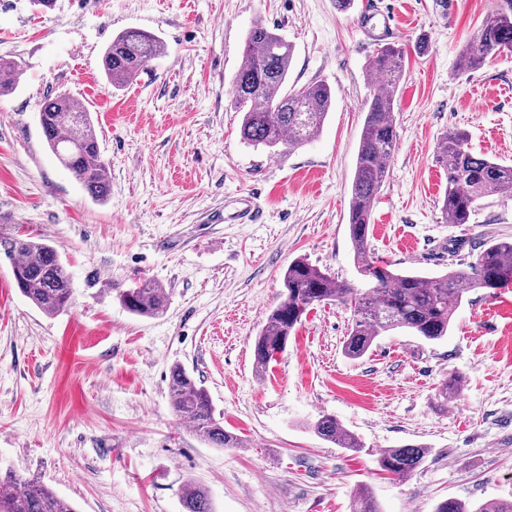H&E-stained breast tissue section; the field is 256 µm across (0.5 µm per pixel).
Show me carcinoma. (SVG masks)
<instances>
[{
	"label": "carcinoma",
	"instance_id": "1",
	"mask_svg": "<svg viewBox=\"0 0 512 512\" xmlns=\"http://www.w3.org/2000/svg\"><path fill=\"white\" fill-rule=\"evenodd\" d=\"M512 50V15L488 14L477 33L464 44L458 60L462 71L481 67L488 57ZM164 51L154 33L127 29L112 38L103 54V69L112 87L122 89L139 74L145 63ZM243 63L232 85L234 105L243 113L240 137L244 143L276 154L281 147L298 148L317 137L332 108L331 89L311 83L288 90V71L293 47L262 22L247 32ZM404 73L400 47L387 45L372 60L371 79L378 90L367 101L355 171L351 181L348 228L353 258L366 279L363 288L338 280L304 259L292 261L283 276L284 293L269 312L265 325L254 339L253 364L261 375L275 355L283 352L305 312L314 305L336 302L353 313L351 327L343 341L344 354L363 357L377 337L396 329L435 341L448 335L454 314L474 290L488 294L512 282V240H496L477 256L469 269H450L435 277L396 273L372 260L369 238L375 198L385 181L388 162L397 141L394 116L396 94ZM18 66L0 60V96L18 85ZM40 125L49 150L82 185L91 199L104 202L111 192L108 163L101 159L100 146L88 109L67 94L44 97ZM468 135L456 129L440 139L437 160L444 166L448 186L441 212L450 224H468L480 205L491 196H512V165L490 157L476 156L467 147ZM0 255L11 262L14 282L32 304L54 315L64 311L71 300V279L56 247L0 224ZM122 306L146 318L162 314L169 303L168 293L151 279L118 290ZM462 378L451 375L438 390L446 404L456 399ZM168 391L175 414L189 422L195 434L215 448H244L237 434L224 429L207 390L181 365L170 369ZM325 441L353 452L363 444L333 415H322L313 424ZM428 449L402 445L379 453L378 466L404 477L424 461ZM184 512H213L208 490L194 480L181 489ZM0 512H76L65 499L47 486L17 477L0 478ZM354 512H380L368 488L354 501ZM435 512H512V499H499L471 509L448 498Z\"/></svg>",
	"mask_w": 512,
	"mask_h": 512
}]
</instances>
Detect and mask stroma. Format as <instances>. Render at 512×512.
Returning a JSON list of instances; mask_svg holds the SVG:
<instances>
[{"mask_svg":"<svg viewBox=\"0 0 512 512\" xmlns=\"http://www.w3.org/2000/svg\"><path fill=\"white\" fill-rule=\"evenodd\" d=\"M512 0H0V58L21 69L0 96V219L54 245L73 288L55 316L17 289L0 257V473L41 482L77 512H184L187 479L215 512H352L368 486L382 512H435L512 498V285L472 291L444 339L397 329L362 358L344 355L351 311L316 305L265 374L253 341L303 258L363 286L348 211L368 66L391 43L405 54L398 139L372 212L369 249L394 270L435 276L464 268L512 238V198L482 200L467 224L441 213L447 180L436 160L448 130L474 153L512 164V52L458 70V53L487 13ZM387 14L391 32L372 27ZM294 47L289 86L327 84L332 108L318 137L271 155L243 143L232 80L256 22ZM128 28L165 51L112 88L102 54ZM427 35L428 48L416 40ZM94 116L111 171L92 200L47 147V93ZM251 196L257 221L241 223ZM151 279L165 312L139 317L116 291ZM183 365L208 391L242 448L201 442L174 414L167 383ZM462 386L448 406L437 389ZM331 414L362 441L353 452L319 438ZM422 445L416 471L378 470L380 450Z\"/></svg>","mask_w":512,"mask_h":512,"instance_id":"obj_1","label":"stroma"}]
</instances>
